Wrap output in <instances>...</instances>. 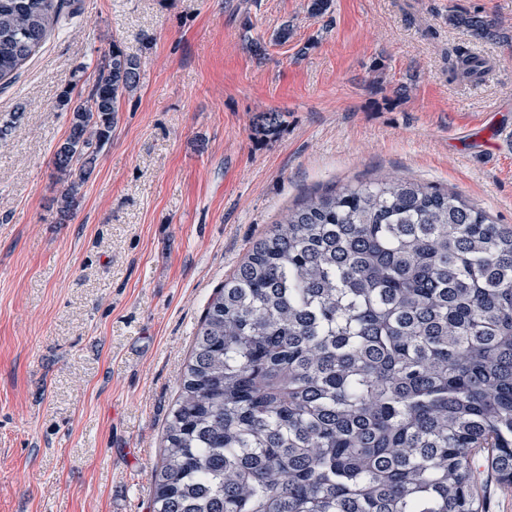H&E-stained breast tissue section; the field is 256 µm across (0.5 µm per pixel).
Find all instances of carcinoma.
<instances>
[{"label":"carcinoma","instance_id":"1","mask_svg":"<svg viewBox=\"0 0 512 512\" xmlns=\"http://www.w3.org/2000/svg\"><path fill=\"white\" fill-rule=\"evenodd\" d=\"M62 0H0V83ZM477 39L498 21L457 19ZM481 62L461 53L464 78ZM112 45L63 91L60 220L138 86ZM512 486V228L398 177L304 197L207 304L168 415L152 512H482L473 454Z\"/></svg>","mask_w":512,"mask_h":512}]
</instances>
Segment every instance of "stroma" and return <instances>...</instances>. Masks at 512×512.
<instances>
[{"instance_id": "35a3bbf8", "label": "stroma", "mask_w": 512, "mask_h": 512, "mask_svg": "<svg viewBox=\"0 0 512 512\" xmlns=\"http://www.w3.org/2000/svg\"><path fill=\"white\" fill-rule=\"evenodd\" d=\"M306 5L67 0L0 85V512H151L203 311L309 193L398 176L512 226V0ZM476 12L495 38L455 21ZM286 21L291 37L272 41ZM115 43L140 83L62 224L57 100L88 91ZM461 50L487 71L460 78Z\"/></svg>"}]
</instances>
